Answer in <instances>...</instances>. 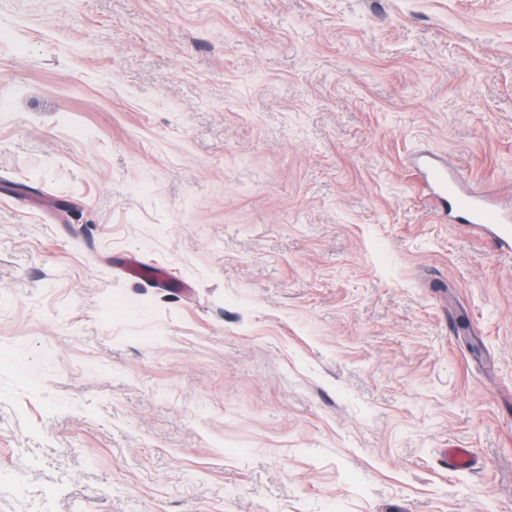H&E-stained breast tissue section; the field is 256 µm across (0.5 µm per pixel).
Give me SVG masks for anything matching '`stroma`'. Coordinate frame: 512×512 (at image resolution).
Wrapping results in <instances>:
<instances>
[{"label": "stroma", "instance_id": "stroma-1", "mask_svg": "<svg viewBox=\"0 0 512 512\" xmlns=\"http://www.w3.org/2000/svg\"><path fill=\"white\" fill-rule=\"evenodd\" d=\"M421 157L512 212V0H0V512H512V251Z\"/></svg>", "mask_w": 512, "mask_h": 512}]
</instances>
